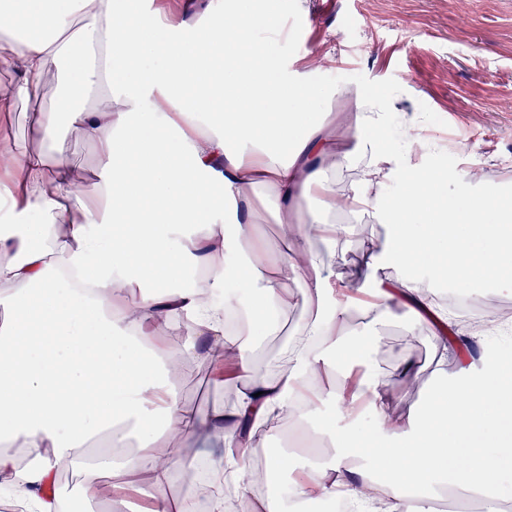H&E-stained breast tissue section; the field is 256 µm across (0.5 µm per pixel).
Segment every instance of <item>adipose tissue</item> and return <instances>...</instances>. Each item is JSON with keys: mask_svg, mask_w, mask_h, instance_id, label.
<instances>
[{"mask_svg": "<svg viewBox=\"0 0 512 512\" xmlns=\"http://www.w3.org/2000/svg\"><path fill=\"white\" fill-rule=\"evenodd\" d=\"M202 12L210 22L199 21ZM274 18L270 0H181L164 14L159 38L141 0H0V33L9 38L0 68L16 74L0 85V112L31 103V131L43 144L14 158L10 182L0 183V204L23 228L19 236L0 230V288L12 312L0 327V475L36 512H58L52 486L69 466L85 470L88 495L108 472L116 501L144 497L146 512H198L196 475L179 447L213 438L224 455L211 465V510L223 512L225 482L252 486L293 467L278 453L252 472L255 434L302 421L327 400L347 414L371 405L373 453L368 465L354 463L356 429L338 433L335 454L294 483L297 501L318 489L361 512H431L452 431L475 439L456 469L462 492L496 498L512 471V432L503 430L512 374L449 371L448 308L406 274L421 259L439 281L512 286V197L475 166L480 203L440 199L446 173L427 160L411 168L412 145L386 140L397 112L387 95L360 92L358 136L348 143L345 128L320 114L332 88L256 50V28L273 30ZM51 76L62 96L82 102L63 123L38 104ZM64 123L97 144L105 165L96 181L56 155ZM358 156L359 190L335 197L329 173ZM390 183L400 192L385 203ZM311 194L332 210L373 212L387 227L360 270L374 297L366 313L379 323L401 307L430 324L443 382L423 407L398 415L381 379L349 383L345 364L380 338L351 340L352 305L337 298L334 270L312 254L307 224L287 217ZM262 209L281 217L289 252L271 255L259 241ZM298 272L308 317L290 368L257 374L224 316L237 314L241 330L280 332L291 306L282 284ZM232 275L254 295L249 310L224 291ZM172 327L185 332L183 347L166 342ZM200 359L234 368L233 404L199 412L176 398L172 366ZM100 435L136 447L119 462L109 453L89 461Z\"/></svg>", "mask_w": 512, "mask_h": 512, "instance_id": "ef3b65f1", "label": "adipose tissue"}]
</instances>
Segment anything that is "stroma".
<instances>
[{"mask_svg": "<svg viewBox=\"0 0 512 512\" xmlns=\"http://www.w3.org/2000/svg\"><path fill=\"white\" fill-rule=\"evenodd\" d=\"M277 25L286 38H271L274 54L287 58L295 69L317 60L313 82L337 88L326 106L327 121L343 122L356 91L368 88L393 96L399 110L415 113L414 132L436 162L448 170V202L473 198L469 165L482 169L487 182L512 185V0H278ZM28 104L0 112V147L21 153L39 149L28 121ZM57 148L66 163L94 177L101 166L96 146L77 130L66 128ZM347 224L369 229V244L355 234L336 243L315 241L313 250L346 283L386 228L369 214L346 215ZM292 307L287 328L279 336L248 331L253 367L272 374L285 360V350L304 323L308 311L300 276L286 283ZM480 306L455 315L448 322V361L462 363L470 373L496 367L503 348H512V335L499 333L485 319L487 307L512 306V289L475 291ZM350 334L378 329L382 341L352 365L356 374L373 373L386 379L388 397L397 412L419 405L435 389L431 332L403 311L372 326L361 311L352 315ZM179 400L200 408L223 401L224 389L216 368L206 378L175 386ZM63 512H108V498L91 500L83 493V476L75 470L58 473Z\"/></svg>", "mask_w": 512, "mask_h": 512, "instance_id": "35a3bbf8", "label": "stroma"}]
</instances>
